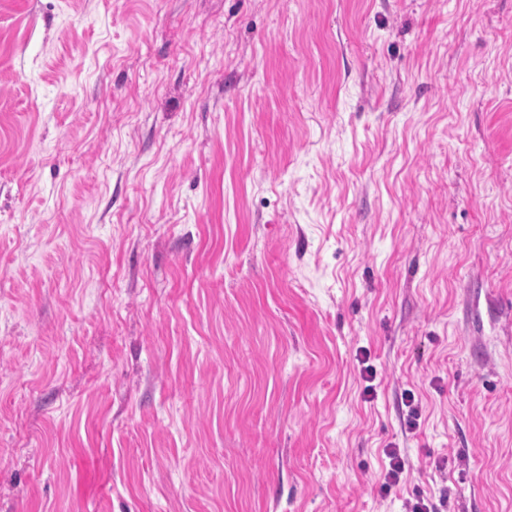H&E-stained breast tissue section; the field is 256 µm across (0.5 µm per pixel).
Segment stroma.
Listing matches in <instances>:
<instances>
[{
	"label": "stroma",
	"mask_w": 512,
	"mask_h": 512,
	"mask_svg": "<svg viewBox=\"0 0 512 512\" xmlns=\"http://www.w3.org/2000/svg\"><path fill=\"white\" fill-rule=\"evenodd\" d=\"M416 487L512 512V0H0V512ZM387 463L378 481L380 492L388 495L401 486L406 472L407 460L400 448H385Z\"/></svg>",
	"instance_id": "1"
}]
</instances>
